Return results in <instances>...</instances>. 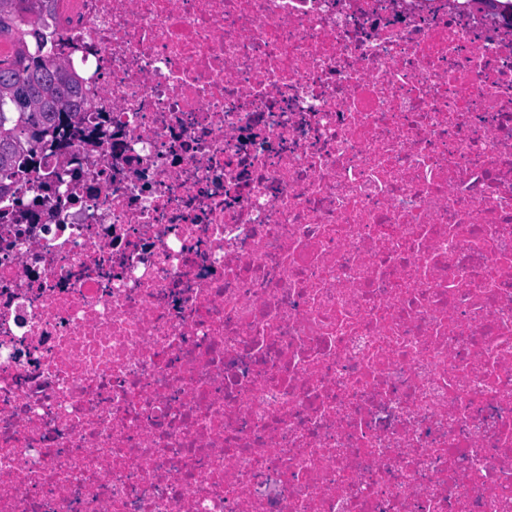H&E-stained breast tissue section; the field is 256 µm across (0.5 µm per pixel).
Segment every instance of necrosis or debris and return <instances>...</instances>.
<instances>
[{
    "label": "necrosis or debris",
    "instance_id": "necrosis-or-debris-1",
    "mask_svg": "<svg viewBox=\"0 0 512 512\" xmlns=\"http://www.w3.org/2000/svg\"><path fill=\"white\" fill-rule=\"evenodd\" d=\"M85 135L0 223V512H512V17L44 0Z\"/></svg>",
    "mask_w": 512,
    "mask_h": 512
}]
</instances>
